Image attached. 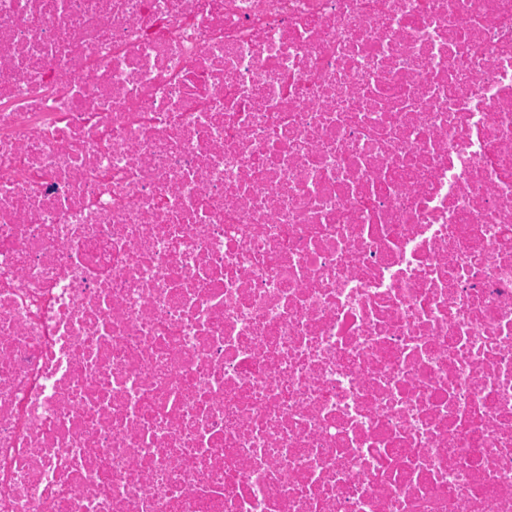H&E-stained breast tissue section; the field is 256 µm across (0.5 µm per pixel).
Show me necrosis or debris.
I'll use <instances>...</instances> for the list:
<instances>
[{"mask_svg":"<svg viewBox=\"0 0 512 512\" xmlns=\"http://www.w3.org/2000/svg\"><path fill=\"white\" fill-rule=\"evenodd\" d=\"M0 512H512V0H0Z\"/></svg>","mask_w":512,"mask_h":512,"instance_id":"obj_1","label":"necrosis or debris"}]
</instances>
